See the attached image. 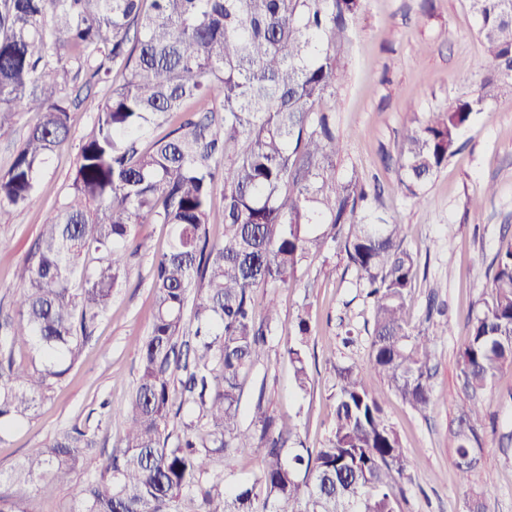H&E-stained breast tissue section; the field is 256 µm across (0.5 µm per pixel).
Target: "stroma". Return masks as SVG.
Returning <instances> with one entry per match:
<instances>
[{
    "label": "stroma",
    "instance_id": "35a3bbf8",
    "mask_svg": "<svg viewBox=\"0 0 512 512\" xmlns=\"http://www.w3.org/2000/svg\"><path fill=\"white\" fill-rule=\"evenodd\" d=\"M350 37L346 76L336 92L334 120L345 144L336 174L377 189L380 211L404 225L405 245L419 264L406 318L411 326L439 334L432 378L438 402L428 413L406 404L384 378L364 377L411 461L398 512H466L469 496L476 493L484 494L486 512H512V366L495 382V399L478 430L480 462L468 483L459 479L451 448L466 398L459 356L467 320L489 296L502 238L512 237V101L486 99L462 130L447 165L425 186L423 200L407 198L399 189V143L416 121L477 95L480 66L488 58L478 19L469 0H364ZM92 123L88 108L75 110L71 140L41 172L30 204L0 209V237L12 242L0 253V323L13 314V273L29 257L46 212L65 196L77 145ZM486 185L494 194L485 199ZM171 238L169 225L137 226L132 274L114 294L81 359L39 415L0 442V491L31 498L34 512H67L78 485H64L49 498L16 488L7 476L29 449L76 424L98 427L96 451L83 471L92 477L118 445L124 425L113 413L138 378V347L152 321L151 268ZM272 297L280 319L244 385L241 424L251 426L254 404L262 402L278 425L296 429L302 447L314 451L326 445L333 430L335 366H361L369 359L371 307L356 269L337 250L311 254ZM431 300L443 315H427ZM303 307L311 324L304 392L294 383V367L284 351ZM349 328L355 342L347 346L342 339Z\"/></svg>",
    "mask_w": 512,
    "mask_h": 512
}]
</instances>
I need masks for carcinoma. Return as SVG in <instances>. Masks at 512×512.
<instances>
[{"mask_svg":"<svg viewBox=\"0 0 512 512\" xmlns=\"http://www.w3.org/2000/svg\"><path fill=\"white\" fill-rule=\"evenodd\" d=\"M363 0H0V129L33 116L8 170L0 208L26 207L37 178L69 139L72 108L112 82L78 147L68 193L45 215L16 273V319L0 333V441L32 421L79 361L91 329L128 280L139 224H168L151 269L152 322L139 377L115 413L125 434L79 486L67 512H397L410 462L372 371L415 410L435 404V337L405 311L417 259L402 224L375 219L371 194L336 178L343 142L332 112L349 23ZM488 51L477 97L432 112L399 146L400 188L420 198L456 152L487 97L512 99V0H470ZM168 132L142 146L150 130ZM222 205L214 204L216 188ZM224 225L210 241L208 226ZM338 245L372 308L366 366L338 367L335 427L315 454H290L292 432L254 407L244 383L277 321L255 291L288 284L312 252ZM287 345L297 387L309 381L306 308ZM459 368L472 392L452 448L460 480L479 464L471 445L497 376L512 366V240L495 259L490 299L468 319ZM28 346L27 361L14 357ZM96 430L62 429L10 471L41 496L78 478ZM262 454L252 483L229 488L217 457ZM0 512H33L0 494Z\"/></svg>","mask_w":512,"mask_h":512,"instance_id":"1","label":"carcinoma"}]
</instances>
